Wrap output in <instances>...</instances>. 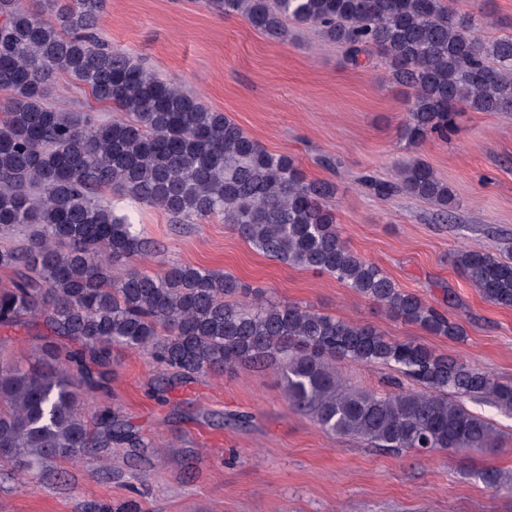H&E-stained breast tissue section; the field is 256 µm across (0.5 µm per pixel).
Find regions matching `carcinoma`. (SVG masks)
Segmentation results:
<instances>
[{
	"mask_svg": "<svg viewBox=\"0 0 512 512\" xmlns=\"http://www.w3.org/2000/svg\"><path fill=\"white\" fill-rule=\"evenodd\" d=\"M240 15L272 40L286 21L319 27L356 64L385 57L396 83L415 89L402 137L414 146L448 137L456 114L512 112V36L486 39L454 0H205ZM106 0H0V326L41 317L74 346L45 343L35 365L0 362V466L35 474L88 448L144 441L109 410L89 427L82 395L103 391L116 348L143 351L183 375L238 365H275L288 404L331 434L415 453L498 451V436L465 400H492L512 414V383L414 340L392 341L370 325L297 304L269 301L234 276L173 264L162 274L132 266L151 242L106 194L158 208L172 224L220 216L256 250L334 276L395 317L435 336L461 326L399 288L342 240L328 181H306L286 155L265 150L227 115L105 46L98 25ZM65 75L112 107V118L60 110L50 82ZM379 196L406 192L435 202L448 219L454 198L417 160L400 184L367 180ZM454 264L481 296L512 307V259L461 252ZM123 265L126 273L112 276ZM383 364L416 388L378 395L345 383L335 364ZM479 477L503 488L508 476Z\"/></svg>",
	"mask_w": 512,
	"mask_h": 512,
	"instance_id": "obj_1",
	"label": "carcinoma"
}]
</instances>
